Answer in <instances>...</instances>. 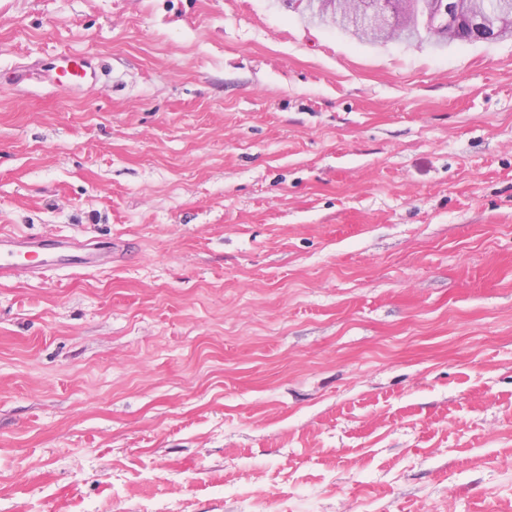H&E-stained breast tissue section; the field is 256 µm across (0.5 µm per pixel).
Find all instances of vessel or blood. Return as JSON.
I'll list each match as a JSON object with an SVG mask.
<instances>
[{"label": "vessel or blood", "mask_w": 512, "mask_h": 512, "mask_svg": "<svg viewBox=\"0 0 512 512\" xmlns=\"http://www.w3.org/2000/svg\"><path fill=\"white\" fill-rule=\"evenodd\" d=\"M86 62L81 55L73 54L61 59L57 68L59 82L69 83L85 78ZM101 265L100 251H89L79 246L66 250L49 245L37 238L21 234H0V280L13 278L19 269L43 276L50 272L69 269L90 271Z\"/></svg>", "instance_id": "b4317fda"}]
</instances>
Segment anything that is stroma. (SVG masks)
<instances>
[{
	"label": "stroma",
	"instance_id": "35a3bbf8",
	"mask_svg": "<svg viewBox=\"0 0 512 512\" xmlns=\"http://www.w3.org/2000/svg\"><path fill=\"white\" fill-rule=\"evenodd\" d=\"M0 230V512H512V37L0 0ZM394 20L389 24V31L383 37L371 36L369 34H360L356 36L360 41L375 42L385 38H398L400 39L405 30L411 34V39L408 42H415V44L423 45L430 44L435 47H441V42L437 38L435 30L423 24L415 15H399L396 14ZM87 74L86 62L79 54H71L60 60L57 68V78L61 83H69L74 80L83 79ZM73 246L67 250H59L58 244L48 245L37 238L26 237L21 234H0V280L13 278L19 269H26L37 276L61 270L90 271L99 268L101 264L100 252ZM34 254L39 260L32 265L22 263L24 255Z\"/></svg>",
	"mask_w": 512,
	"mask_h": 512
}]
</instances>
